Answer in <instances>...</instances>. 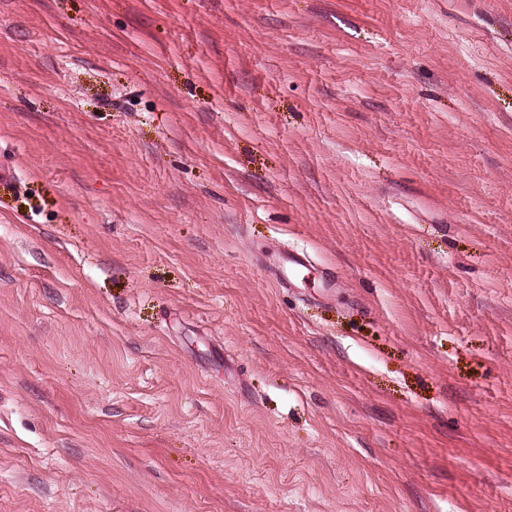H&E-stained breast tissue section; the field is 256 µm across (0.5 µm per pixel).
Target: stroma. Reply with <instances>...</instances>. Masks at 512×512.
<instances>
[{"instance_id":"stroma-1","label":"stroma","mask_w":512,"mask_h":512,"mask_svg":"<svg viewBox=\"0 0 512 512\" xmlns=\"http://www.w3.org/2000/svg\"><path fill=\"white\" fill-rule=\"evenodd\" d=\"M1 172L0 512H512V0H0Z\"/></svg>"}]
</instances>
